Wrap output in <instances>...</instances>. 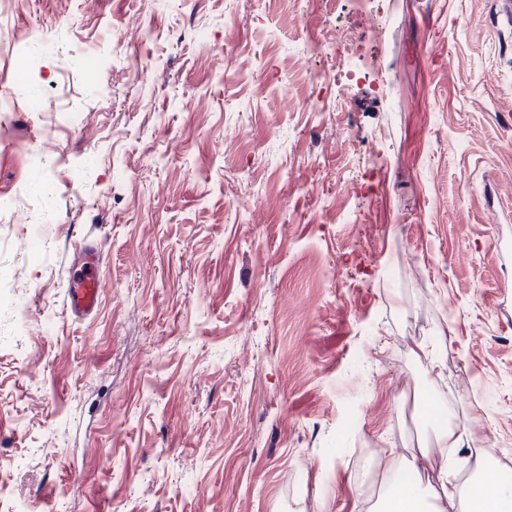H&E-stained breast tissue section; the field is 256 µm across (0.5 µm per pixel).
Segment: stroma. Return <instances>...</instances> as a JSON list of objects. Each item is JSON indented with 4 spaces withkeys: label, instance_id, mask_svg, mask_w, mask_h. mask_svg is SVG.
Listing matches in <instances>:
<instances>
[{
    "label": "stroma",
    "instance_id": "35a3bbf8",
    "mask_svg": "<svg viewBox=\"0 0 512 512\" xmlns=\"http://www.w3.org/2000/svg\"><path fill=\"white\" fill-rule=\"evenodd\" d=\"M0 98V503L359 512L440 411L512 461L497 0H14ZM101 251L96 241H86L75 255L69 277L67 307L76 318L94 315L103 295Z\"/></svg>",
    "mask_w": 512,
    "mask_h": 512
}]
</instances>
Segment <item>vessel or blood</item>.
Masks as SVG:
<instances>
[{
  "label": "vessel or blood",
  "instance_id": "obj_1",
  "mask_svg": "<svg viewBox=\"0 0 512 512\" xmlns=\"http://www.w3.org/2000/svg\"><path fill=\"white\" fill-rule=\"evenodd\" d=\"M100 261L101 251L93 240L85 242L72 261L67 307L74 317L92 316L101 305L104 285Z\"/></svg>",
  "mask_w": 512,
  "mask_h": 512
}]
</instances>
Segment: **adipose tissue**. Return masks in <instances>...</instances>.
Segmentation results:
<instances>
[{
    "label": "adipose tissue",
    "instance_id": "1",
    "mask_svg": "<svg viewBox=\"0 0 512 512\" xmlns=\"http://www.w3.org/2000/svg\"><path fill=\"white\" fill-rule=\"evenodd\" d=\"M380 512H512V487L487 476L461 486L444 476L435 487H393Z\"/></svg>",
    "mask_w": 512,
    "mask_h": 512
}]
</instances>
